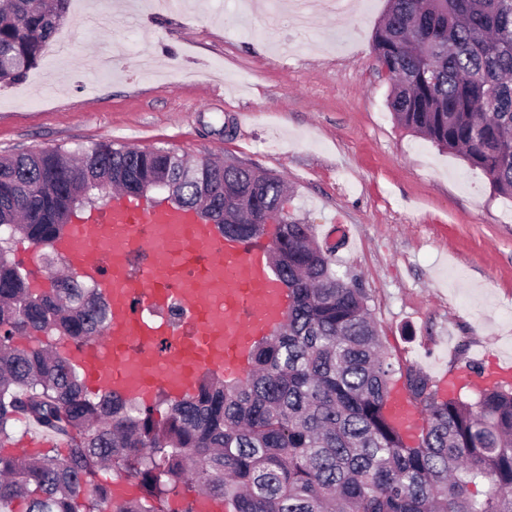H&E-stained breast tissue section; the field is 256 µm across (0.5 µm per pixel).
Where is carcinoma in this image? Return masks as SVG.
Here are the masks:
<instances>
[{
	"label": "carcinoma",
	"instance_id": "obj_1",
	"mask_svg": "<svg viewBox=\"0 0 512 512\" xmlns=\"http://www.w3.org/2000/svg\"><path fill=\"white\" fill-rule=\"evenodd\" d=\"M375 37L393 81L392 119L462 154L512 199V0H389ZM68 0H0V84L23 79L54 38ZM159 190L241 239L275 225L270 266L291 297L288 321L257 341L246 377L201 376L193 393L144 406L88 391L64 347L101 334L97 288L63 276L31 287L9 258L26 239L51 248L105 189ZM287 188L264 170L171 148L107 142L0 156V512H195L170 506L185 477L225 512H512V388L443 398L411 367L401 373L427 420L407 442L387 403L395 369L370 296L332 269V252L290 216ZM264 211L266 223L248 215ZM46 343L20 346L22 337ZM62 443L17 454L16 430ZM139 480L141 495L119 496Z\"/></svg>",
	"mask_w": 512,
	"mask_h": 512
}]
</instances>
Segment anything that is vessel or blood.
<instances>
[{
	"instance_id": "obj_1",
	"label": "vessel or blood",
	"mask_w": 512,
	"mask_h": 512,
	"mask_svg": "<svg viewBox=\"0 0 512 512\" xmlns=\"http://www.w3.org/2000/svg\"><path fill=\"white\" fill-rule=\"evenodd\" d=\"M265 239L239 240L169 203L116 193L71 223L54 243L66 268L94 283L111 306L102 339L77 354L87 384L149 402L191 392L205 371L242 379L254 342L284 324L289 297L267 263ZM178 305L179 323L154 311ZM393 418L406 435L425 425L408 395Z\"/></svg>"
}]
</instances>
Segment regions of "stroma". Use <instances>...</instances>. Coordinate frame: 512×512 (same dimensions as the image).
<instances>
[{"label":"stroma","mask_w":512,"mask_h":512,"mask_svg":"<svg viewBox=\"0 0 512 512\" xmlns=\"http://www.w3.org/2000/svg\"><path fill=\"white\" fill-rule=\"evenodd\" d=\"M242 1L76 0L0 85V155L109 141L277 174L288 213L367 290L395 367L434 380L512 356V202L393 121L374 51L388 0L316 6L300 28L293 0Z\"/></svg>","instance_id":"1"}]
</instances>
